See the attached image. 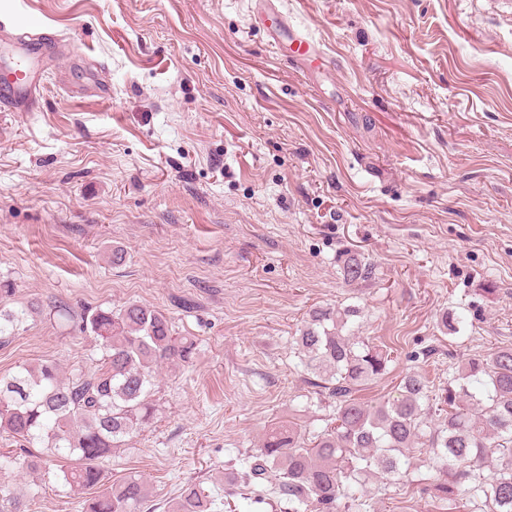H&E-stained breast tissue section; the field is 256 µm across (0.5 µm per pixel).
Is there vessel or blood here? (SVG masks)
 <instances>
[{
  "label": "vessel or blood",
  "mask_w": 512,
  "mask_h": 512,
  "mask_svg": "<svg viewBox=\"0 0 512 512\" xmlns=\"http://www.w3.org/2000/svg\"><path fill=\"white\" fill-rule=\"evenodd\" d=\"M271 38L280 51L289 44L308 50L314 47L313 42L296 34L283 20L272 31ZM63 48L72 55L81 51L80 46L71 40L49 42L38 34L17 37L9 26L0 25L1 112H34L39 109L49 58Z\"/></svg>",
  "instance_id": "vessel-or-blood-1"
}]
</instances>
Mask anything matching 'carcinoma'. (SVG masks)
<instances>
[{
	"instance_id": "1",
	"label": "carcinoma",
	"mask_w": 512,
	"mask_h": 512,
	"mask_svg": "<svg viewBox=\"0 0 512 512\" xmlns=\"http://www.w3.org/2000/svg\"><path fill=\"white\" fill-rule=\"evenodd\" d=\"M340 270L347 283L366 281L373 265L344 252ZM57 315L99 341L95 365L69 375L57 363H22L0 379V430L23 442L21 452L58 462L55 479L70 490H93L85 512H145L153 493L138 475L105 483L101 463L146 427L157 411V377L165 365L192 362L197 341L174 333L167 316L128 303L95 307L73 316ZM353 307L317 306L308 313L295 344L312 384L335 402L333 417L309 431L296 424L270 427L230 485L257 503L267 500L279 512H370L362 486L371 476L393 478L408 465L417 446L430 449L446 478L434 484V497L452 506L465 501L470 512H512V347L468 358L453 368L438 401L448 415L432 427L428 382L408 373L399 396L375 406L356 397L387 372L391 357L378 346L345 333ZM27 311L0 309V340L25 323ZM465 316L441 317L448 339ZM492 463L488 477L483 465ZM170 512H218V492L188 482L167 502Z\"/></svg>"
}]
</instances>
